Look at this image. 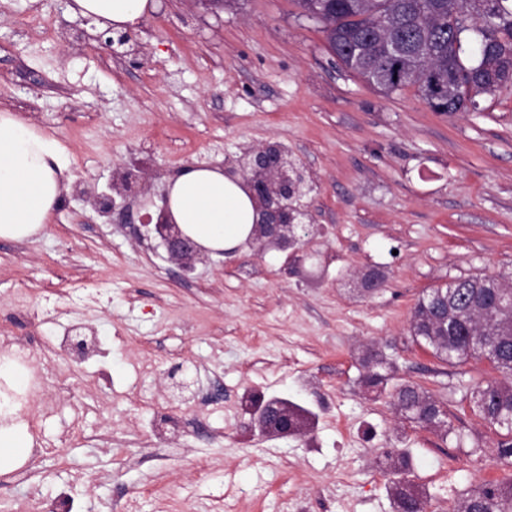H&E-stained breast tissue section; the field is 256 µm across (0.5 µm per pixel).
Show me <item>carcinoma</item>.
<instances>
[{
    "label": "carcinoma",
    "instance_id": "1",
    "mask_svg": "<svg viewBox=\"0 0 512 512\" xmlns=\"http://www.w3.org/2000/svg\"><path fill=\"white\" fill-rule=\"evenodd\" d=\"M315 20L324 25L330 50L351 73L386 94L417 89L431 104L429 74L448 77L437 112L478 106L476 97L512 84V0H315ZM508 276L459 277L430 289L414 306L410 331L434 356L451 365L486 361L512 378V306H471L474 296L499 300L511 290ZM448 294V321L434 313V298ZM363 384L384 392L395 367L380 352L361 359ZM462 398L479 416L506 430L499 459L512 462V384L485 381L462 386ZM406 419L448 436L445 403L420 386L403 383L391 393ZM383 464L397 479L388 487L394 512H424L425 495L407 479L409 458L398 448ZM454 512H512V479L485 483L462 498Z\"/></svg>",
    "mask_w": 512,
    "mask_h": 512
}]
</instances>
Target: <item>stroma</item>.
Masks as SVG:
<instances>
[{
	"mask_svg": "<svg viewBox=\"0 0 512 512\" xmlns=\"http://www.w3.org/2000/svg\"><path fill=\"white\" fill-rule=\"evenodd\" d=\"M70 2L0 0V108L65 146L73 175L39 235L0 240V350L36 340L51 382L33 384L39 450L0 475V512L62 493L74 512H391L390 448L409 451L426 512L512 477L499 428L458 389L494 371L448 366L410 332L426 290L512 270V86L450 116L415 88L384 94L294 0H157L110 49ZM267 143L314 185L312 243L294 258L244 247L205 255L184 279L122 225L137 196L104 215L86 194L130 174L157 202L184 166ZM371 269L386 280L368 297L357 282ZM75 323L100 352L72 367L50 345ZM370 350L395 362V383L447 404L448 436L359 385ZM253 391L331 402L318 451L245 432L239 402ZM164 413L199 419V434L157 435Z\"/></svg>",
	"mask_w": 512,
	"mask_h": 512,
	"instance_id": "obj_1",
	"label": "stroma"
}]
</instances>
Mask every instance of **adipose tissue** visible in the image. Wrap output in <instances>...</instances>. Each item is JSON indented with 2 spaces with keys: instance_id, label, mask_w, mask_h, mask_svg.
<instances>
[{
  "instance_id": "ef3b65f1",
  "label": "adipose tissue",
  "mask_w": 512,
  "mask_h": 512,
  "mask_svg": "<svg viewBox=\"0 0 512 512\" xmlns=\"http://www.w3.org/2000/svg\"><path fill=\"white\" fill-rule=\"evenodd\" d=\"M155 9L156 0H72L71 7L100 30L118 32L136 27ZM72 185L66 148L29 120L0 110V239L39 234ZM166 197L172 221L213 254L244 244L256 220L246 190L217 165L185 166L170 180ZM29 381L23 369L0 363V474L23 465L35 445L10 398L26 393Z\"/></svg>"
}]
</instances>
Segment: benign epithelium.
<instances>
[{"mask_svg": "<svg viewBox=\"0 0 512 512\" xmlns=\"http://www.w3.org/2000/svg\"><path fill=\"white\" fill-rule=\"evenodd\" d=\"M224 174L231 178L241 177L255 203L258 219L248 245L262 250L269 245L286 248L290 244H310V230L303 222L306 210L301 203L307 193L308 181L303 169L288 158L280 145L266 144L245 152L239 159L224 164ZM125 220L133 225L137 236L158 238L169 260L185 277L195 271L196 262L204 256V250L170 221L163 208L153 225L150 224L151 216L146 214L136 218L130 210L126 211ZM137 220L140 221L138 226L135 225ZM360 285L370 296L379 292L384 282L370 270L363 274ZM259 417L266 429L277 428L286 434L292 426V418L285 406L262 412Z\"/></svg>", "mask_w": 512, "mask_h": 512, "instance_id": "obj_1", "label": "benign epithelium"}]
</instances>
